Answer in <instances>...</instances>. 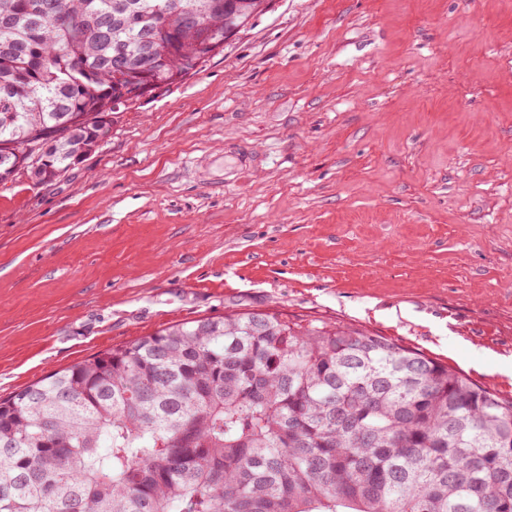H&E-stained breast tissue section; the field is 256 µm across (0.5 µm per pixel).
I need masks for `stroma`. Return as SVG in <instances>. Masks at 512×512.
<instances>
[{
    "label": "stroma",
    "instance_id": "stroma-1",
    "mask_svg": "<svg viewBox=\"0 0 512 512\" xmlns=\"http://www.w3.org/2000/svg\"><path fill=\"white\" fill-rule=\"evenodd\" d=\"M244 308L512 398V0H272L57 180L0 184V396Z\"/></svg>",
    "mask_w": 512,
    "mask_h": 512
}]
</instances>
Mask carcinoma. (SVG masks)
I'll return each mask as SVG.
<instances>
[{
	"instance_id": "carcinoma-1",
	"label": "carcinoma",
	"mask_w": 512,
	"mask_h": 512,
	"mask_svg": "<svg viewBox=\"0 0 512 512\" xmlns=\"http://www.w3.org/2000/svg\"><path fill=\"white\" fill-rule=\"evenodd\" d=\"M238 2L0 0V183L81 162ZM0 512H512V400L355 324L230 310L0 398Z\"/></svg>"
}]
</instances>
